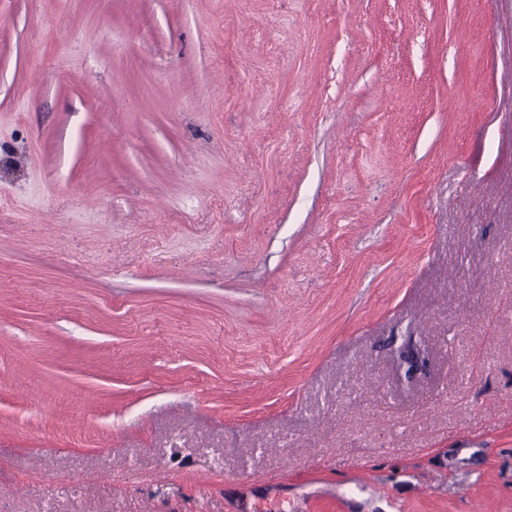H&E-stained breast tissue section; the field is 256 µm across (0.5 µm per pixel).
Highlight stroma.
Returning a JSON list of instances; mask_svg holds the SVG:
<instances>
[{
	"mask_svg": "<svg viewBox=\"0 0 512 512\" xmlns=\"http://www.w3.org/2000/svg\"><path fill=\"white\" fill-rule=\"evenodd\" d=\"M512 0H0V512H512Z\"/></svg>",
	"mask_w": 512,
	"mask_h": 512,
	"instance_id": "1",
	"label": "stroma"
}]
</instances>
